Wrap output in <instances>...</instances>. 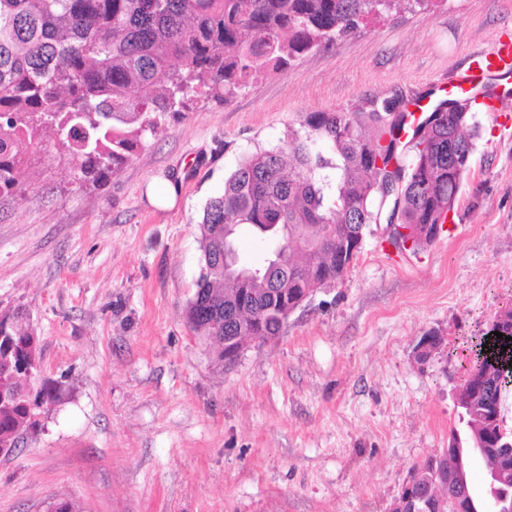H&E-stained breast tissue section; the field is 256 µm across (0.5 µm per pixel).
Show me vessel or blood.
<instances>
[{
    "mask_svg": "<svg viewBox=\"0 0 512 512\" xmlns=\"http://www.w3.org/2000/svg\"><path fill=\"white\" fill-rule=\"evenodd\" d=\"M449 97L479 99L483 111L497 113L512 97V40L497 39L491 49L474 53L467 67L449 73Z\"/></svg>",
    "mask_w": 512,
    "mask_h": 512,
    "instance_id": "b4317fda",
    "label": "vessel or blood"
}]
</instances>
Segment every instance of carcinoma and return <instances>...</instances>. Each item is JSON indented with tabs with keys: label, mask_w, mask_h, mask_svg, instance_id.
Listing matches in <instances>:
<instances>
[{
	"label": "carcinoma",
	"mask_w": 512,
	"mask_h": 512,
	"mask_svg": "<svg viewBox=\"0 0 512 512\" xmlns=\"http://www.w3.org/2000/svg\"><path fill=\"white\" fill-rule=\"evenodd\" d=\"M447 0H0V195L17 188L32 150L54 147L85 178L118 172L166 116L198 94L227 101L311 51L402 12L429 13ZM374 129L341 111L309 112L288 127V150L246 156L200 221L201 271L185 308L210 341L273 339L287 303L319 288L312 272L343 281V249L367 229L397 219L410 230L396 246L432 239L416 224L454 211L474 153L476 99L440 101L410 139L398 141L404 100L371 102ZM398 187L385 210L380 183L391 160ZM249 225L276 243L249 273L224 276V245ZM0 446L36 424L32 400L60 389L40 381L39 338L20 310L0 315ZM508 341L480 336L470 372L494 383L501 404ZM467 439L484 436L485 406L459 394Z\"/></svg>",
	"instance_id": "obj_1"
}]
</instances>
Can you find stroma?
<instances>
[{
	"label": "stroma",
	"instance_id": "stroma-1",
	"mask_svg": "<svg viewBox=\"0 0 512 512\" xmlns=\"http://www.w3.org/2000/svg\"><path fill=\"white\" fill-rule=\"evenodd\" d=\"M512 34V0H448L297 59L223 102L194 99L117 174L81 178L30 153L0 196V312L23 308L41 376L61 387L0 456V512H388L412 467L465 432L457 390L470 337L512 309V135L492 114L451 219L425 250L370 225L342 282L314 292L280 336L217 364L185 307L206 202L248 154L287 147L316 111L438 91ZM171 181L173 209L149 187ZM440 336L426 360L423 336Z\"/></svg>",
	"mask_w": 512,
	"mask_h": 512
}]
</instances>
